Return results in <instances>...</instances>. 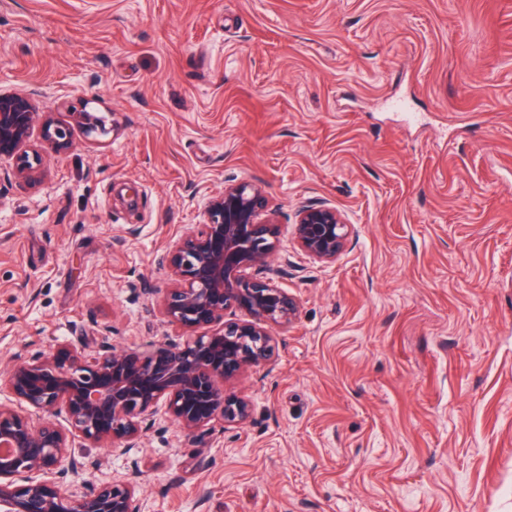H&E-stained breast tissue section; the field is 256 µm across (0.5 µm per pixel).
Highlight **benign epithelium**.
Segmentation results:
<instances>
[{"label": "benign epithelium", "instance_id": "1", "mask_svg": "<svg viewBox=\"0 0 512 512\" xmlns=\"http://www.w3.org/2000/svg\"><path fill=\"white\" fill-rule=\"evenodd\" d=\"M106 135L103 120L83 107L69 124L40 112L25 93H0V159L15 160L14 177L26 184L42 176V156L26 149L34 134L57 152L71 146L70 128ZM265 198L251 183L224 186L209 198L197 231L171 244L165 254L172 287L161 302L168 322L211 331L147 355L118 353L110 337L83 353L68 345L0 371L8 392L37 411L34 417L0 402V512H140L136 473L123 479L78 485L70 476L81 462L75 449L89 443L126 451L139 447L155 406L163 401L181 430L194 436L219 417L245 423L248 401L226 383L267 361L270 328L298 314L295 297L263 271L277 247L278 228L263 218ZM351 233L343 214L307 205L297 214L296 240L310 258L330 263ZM238 308L244 319H226Z\"/></svg>", "mask_w": 512, "mask_h": 512}]
</instances>
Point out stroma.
Segmentation results:
<instances>
[{"instance_id":"obj_1","label":"stroma","mask_w":512,"mask_h":512,"mask_svg":"<svg viewBox=\"0 0 512 512\" xmlns=\"http://www.w3.org/2000/svg\"><path fill=\"white\" fill-rule=\"evenodd\" d=\"M0 91L112 125L32 139L35 187L0 160V368L188 340L160 257L228 182L300 303L229 387L245 424L158 407L80 480L137 473L141 512H512V0H0ZM314 203L352 226L330 264ZM351 233L343 214L325 206L307 205L297 214L296 240L310 258L330 263L343 251Z\"/></svg>"}]
</instances>
